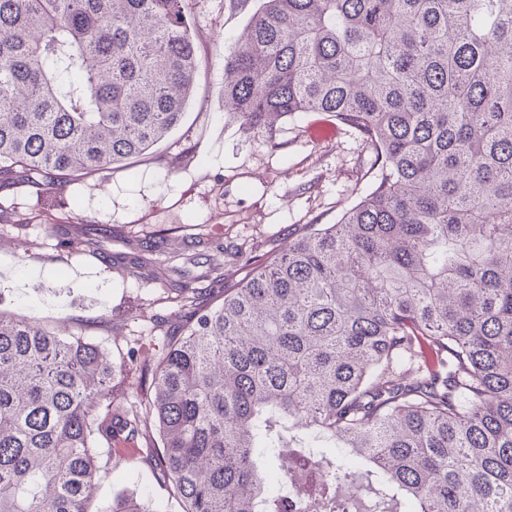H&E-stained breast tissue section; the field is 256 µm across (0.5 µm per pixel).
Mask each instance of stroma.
Returning a JSON list of instances; mask_svg holds the SVG:
<instances>
[{
  "instance_id": "stroma-1",
  "label": "stroma",
  "mask_w": 512,
  "mask_h": 512,
  "mask_svg": "<svg viewBox=\"0 0 512 512\" xmlns=\"http://www.w3.org/2000/svg\"><path fill=\"white\" fill-rule=\"evenodd\" d=\"M259 0H192L201 68L182 123L133 164L42 191L21 180L0 188V311L64 327L125 365L113 385L128 404L144 402L141 367L179 325L177 290L130 274L121 255L143 243L179 242L198 275L215 245L251 255L281 251L308 224H333L369 181L374 154L354 129L321 115H288L245 128L224 113V53ZM107 224L96 246L71 250L60 233ZM38 279L26 280L28 268ZM100 485L92 512H110L120 493L153 512H182L149 443L98 444Z\"/></svg>"
}]
</instances>
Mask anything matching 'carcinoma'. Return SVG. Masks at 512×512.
Here are the masks:
<instances>
[{
  "label": "carcinoma",
  "mask_w": 512,
  "mask_h": 512,
  "mask_svg": "<svg viewBox=\"0 0 512 512\" xmlns=\"http://www.w3.org/2000/svg\"><path fill=\"white\" fill-rule=\"evenodd\" d=\"M190 2L0 0V184L88 178L175 128ZM224 112L328 114L373 150L367 188L279 253L236 254L232 285L217 246L133 420L109 352L0 314V512H88L95 440L152 431L183 512H512V0H262ZM177 256L132 265L164 286Z\"/></svg>",
  "instance_id": "obj_1"
}]
</instances>
